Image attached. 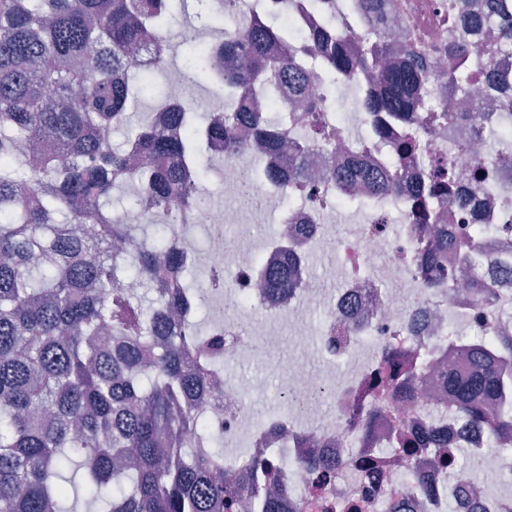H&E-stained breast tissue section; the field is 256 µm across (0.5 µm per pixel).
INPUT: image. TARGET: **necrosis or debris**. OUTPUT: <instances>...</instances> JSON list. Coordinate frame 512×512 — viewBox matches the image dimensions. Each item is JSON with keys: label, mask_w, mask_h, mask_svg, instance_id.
Instances as JSON below:
<instances>
[{"label": "necrosis or debris", "mask_w": 512, "mask_h": 512, "mask_svg": "<svg viewBox=\"0 0 512 512\" xmlns=\"http://www.w3.org/2000/svg\"><path fill=\"white\" fill-rule=\"evenodd\" d=\"M310 2H294L292 18L297 34L292 48L305 52L313 33L329 30L336 33L349 56H357L365 43L368 22L350 8L339 7L336 0H324L318 10L311 9ZM390 4L389 24L384 30L387 41L404 34L405 44L414 53L428 57L436 44L454 38L455 32L448 23V0H390ZM357 124L359 129L355 132L344 125H333L326 149L317 142L303 143L292 137L287 152L263 155L255 153L256 139L245 131L240 135L242 153L224 161V185L228 188L245 162H255L257 192L284 204L275 236L287 238L296 256L313 250L315 244L335 243L345 279L330 296H323L305 270L289 298L261 291L258 283L262 269L280 265L282 250L274 244L266 247L259 259H252L253 238L249 235L234 240L239 261L236 266H228L223 229L242 223L241 208L216 204L180 218L184 224L204 225L213 234L212 243L187 256V263L204 267L215 279L227 280L236 294L257 303L265 317H284L299 323L314 305L326 301L327 313L318 335L300 334L294 336L293 342L300 352L317 350L325 364L348 370L341 382L328 386L305 366L291 368L283 378L287 412L261 425L253 424L241 388L226 381L212 398L213 414L220 422L225 442L249 436L253 453L283 460L282 485L299 490L306 486L303 465L312 453L339 459L371 458L375 463L371 481L359 480L356 472L347 468L331 478L324 489L328 498L357 501L358 512H448L449 500H463L469 484L474 482L483 488L474 504L476 512H501L503 503L512 502V455H501L489 447L485 432L465 428L452 417L434 415L437 406L448 402L438 385L441 371L448 367L447 358L438 352L450 336L448 316L468 310L472 299L465 279L456 270L457 259H449L455 273L442 287L425 289L415 279L414 272L423 255L422 236L409 220L408 212L411 195L426 184L433 167L449 166L459 177L454 195L444 197L442 210L453 229L471 224H511L512 167L500 166L506 144L486 137L482 126L461 116L421 128L426 152L411 163L400 189L378 195L365 188L350 197V205L364 214L365 221L354 235L339 240L335 237L332 210L341 191L329 175L330 168L351 154L386 165L390 144L408 129L404 123L375 129L373 113L363 111L357 114ZM300 149L306 153L302 183H269L266 172L287 173V153ZM479 169L485 171L486 177L478 186L474 173ZM296 196L301 198V205H291V198ZM393 213L401 218L400 231L395 235L388 231ZM210 314L216 335L225 341L221 358L249 356L254 341L242 336L235 316L225 310L222 292H215L211 298ZM388 342L404 345L410 351L424 345L434 350L433 363L418 399L396 407L392 415L376 416L369 430L360 431L349 423L347 412L355 404L374 402L376 394L369 376L377 364L378 345ZM300 420L305 423L306 433L317 439V449L298 447L295 440L283 434L282 425ZM401 427L411 428L424 440L445 439L452 448L484 449L488 460L479 476L466 471L451 474L441 469L428 452L413 461L418 483H404V464L391 447V436Z\"/></svg>", "instance_id": "4bbe7bcc"}]
</instances>
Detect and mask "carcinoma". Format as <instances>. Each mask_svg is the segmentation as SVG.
Here are the masks:
<instances>
[{"instance_id": "cac0c4a2", "label": "carcinoma", "mask_w": 512, "mask_h": 512, "mask_svg": "<svg viewBox=\"0 0 512 512\" xmlns=\"http://www.w3.org/2000/svg\"><path fill=\"white\" fill-rule=\"evenodd\" d=\"M173 2L0 0V512H62V501L78 494L79 475L96 512H237L248 496L262 512L322 508L312 495L290 510L273 474L255 482L252 473L267 468L260 457H252L250 472L240 470L251 443L232 455L213 448L210 401L224 363L191 348L209 338L192 320L203 295L185 280L177 293L157 287L168 273L185 277V251L110 221L106 200L117 187L128 190L168 240L182 239L178 215L207 206L199 191L200 142L222 140L236 154L235 131L246 121L264 150H281L288 128L270 112L279 96L311 102V60L361 93L378 82V96L363 98L370 112L395 119L423 112L421 121L443 122L448 105L438 112L429 106L428 74L412 54L403 51L399 65L384 67L391 47L378 36L351 58L335 35L318 32L298 57L288 45L292 26L245 16L219 40L222 98L203 123L179 100L159 103L182 126V138L171 139L152 123V112L139 111L142 89L133 85L130 52L168 32ZM385 2L352 5L381 20ZM448 18L473 34L491 30L494 18L497 42L490 55L467 62L466 47L436 49L451 95L466 101L480 91L512 113V3L459 0ZM279 41L281 53L268 54ZM185 66L209 74L200 47L190 46ZM123 124L132 145L114 148L101 132ZM423 150L412 134L381 177L357 162L330 174L344 191L370 182L393 192ZM431 179L418 199L454 184L455 173L437 168ZM254 180L252 169H241L238 191L246 207L259 210L268 199L255 193ZM418 223L427 232L418 267L427 287L436 284L438 257L454 248L472 271L475 319L496 311V293L482 281L491 262L483 241L508 233V225L476 224L472 239L461 241L430 206ZM262 280L265 290L288 296L293 261L264 271ZM448 355L457 363L441 378L454 412L511 435L512 339L455 338ZM429 368L423 358L401 354L379 372V388L396 402L411 401ZM396 445L412 480L408 462L427 446L405 429ZM465 456L476 460L481 451L440 445L436 459L471 472ZM331 469L314 461L310 482L325 481Z\"/></svg>"}]
</instances>
